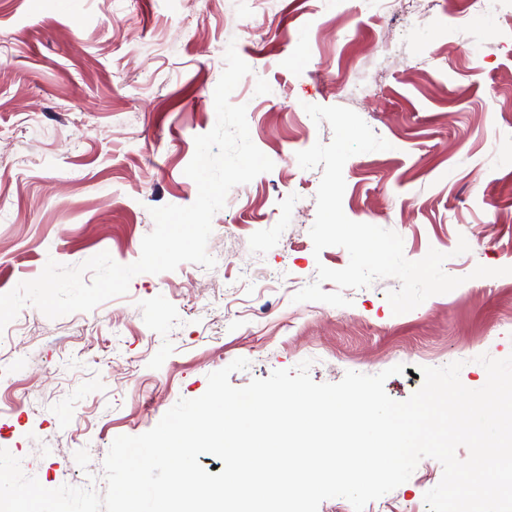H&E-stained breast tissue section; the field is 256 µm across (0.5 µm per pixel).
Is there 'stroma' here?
Returning a JSON list of instances; mask_svg holds the SVG:
<instances>
[{"label":"stroma","instance_id":"1","mask_svg":"<svg viewBox=\"0 0 512 512\" xmlns=\"http://www.w3.org/2000/svg\"><path fill=\"white\" fill-rule=\"evenodd\" d=\"M470 2L385 16L365 0H0V293L51 259L106 251L134 263L151 208L195 201L184 170L216 123L228 45L265 74L230 101L246 105L251 139L274 163L214 215L213 268L137 275L89 312L20 310L0 339V375L14 383L0 391V448L26 474L104 491L116 437L151 430L238 358L249 366L231 374L236 387L306 359L318 383L404 365L385 382L397 401L421 387L422 366L459 361L467 388L485 384L477 356L512 354V275H472L512 266V0L479 16ZM428 54L435 65H418ZM355 81L372 93L349 97ZM308 104L350 108L390 144L346 161V216L394 230L408 260L445 253L459 287L400 315L386 299L394 278L342 291L345 307L294 302L318 266L349 262L340 246L313 251L322 170L296 154L333 133L309 122ZM442 474L422 459L364 512H429Z\"/></svg>","mask_w":512,"mask_h":512}]
</instances>
